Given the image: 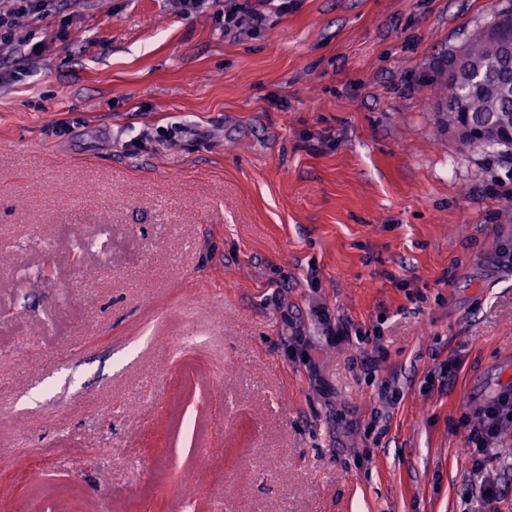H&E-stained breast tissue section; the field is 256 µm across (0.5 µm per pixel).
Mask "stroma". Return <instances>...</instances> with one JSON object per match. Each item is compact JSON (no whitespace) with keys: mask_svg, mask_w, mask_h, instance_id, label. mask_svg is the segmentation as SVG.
<instances>
[{"mask_svg":"<svg viewBox=\"0 0 512 512\" xmlns=\"http://www.w3.org/2000/svg\"><path fill=\"white\" fill-rule=\"evenodd\" d=\"M509 8L290 0L227 35L173 0L20 19L0 512H461L457 423L512 387V176L440 124L439 78ZM321 306L380 337L330 342Z\"/></svg>","mask_w":512,"mask_h":512,"instance_id":"1","label":"stroma"}]
</instances>
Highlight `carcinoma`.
Wrapping results in <instances>:
<instances>
[{
  "label": "carcinoma",
  "mask_w": 512,
  "mask_h": 512,
  "mask_svg": "<svg viewBox=\"0 0 512 512\" xmlns=\"http://www.w3.org/2000/svg\"><path fill=\"white\" fill-rule=\"evenodd\" d=\"M502 45H512L511 12L475 34L440 80L439 114L462 149H479L490 160L512 165V93H506L512 88V63L500 59Z\"/></svg>",
  "instance_id": "obj_1"
}]
</instances>
